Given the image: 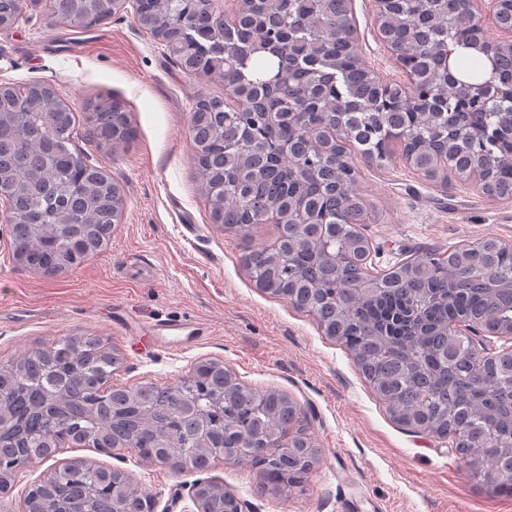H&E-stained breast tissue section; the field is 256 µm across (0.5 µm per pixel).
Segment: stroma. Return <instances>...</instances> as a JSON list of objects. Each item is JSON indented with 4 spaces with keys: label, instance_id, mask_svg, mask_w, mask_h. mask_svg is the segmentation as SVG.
<instances>
[{
    "label": "stroma",
    "instance_id": "obj_1",
    "mask_svg": "<svg viewBox=\"0 0 512 512\" xmlns=\"http://www.w3.org/2000/svg\"><path fill=\"white\" fill-rule=\"evenodd\" d=\"M352 8L362 60L402 81L377 40L370 0H352ZM32 81L51 84L72 105L76 148L118 186L122 215L103 252L59 275L16 266L0 231V363L75 331L118 349L116 384H172L198 361L216 359L243 385L294 399L297 426L320 456L303 484L273 495L261 491L254 469L231 462L175 474L131 454L120 463L107 451L66 446L19 472L7 512H22L42 473L73 458L120 466L158 495L157 512H183L191 486L203 478L255 512H512V495L488 491L462 466L451 440L395 422L349 351L311 315L256 288L243 256L273 244L276 225H257L242 237L211 222L188 118L199 95L223 94L222 82L183 72L131 9L80 32L48 17L47 0H29L20 22L0 29V85ZM101 95L119 99L129 114L136 134L124 144L100 147L87 135L89 105ZM354 162L376 269L489 235L512 244V199L453 176L428 179L398 159L383 167L359 156ZM161 318L191 323L186 346L159 344L151 327Z\"/></svg>",
    "mask_w": 512,
    "mask_h": 512
}]
</instances>
